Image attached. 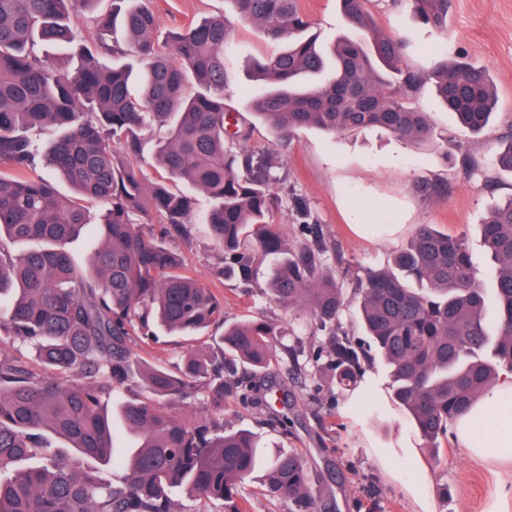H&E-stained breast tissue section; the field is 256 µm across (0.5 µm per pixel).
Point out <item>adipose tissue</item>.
I'll list each match as a JSON object with an SVG mask.
<instances>
[{
	"mask_svg": "<svg viewBox=\"0 0 512 512\" xmlns=\"http://www.w3.org/2000/svg\"><path fill=\"white\" fill-rule=\"evenodd\" d=\"M455 440L481 461L512 472V375L498 383L457 419Z\"/></svg>",
	"mask_w": 512,
	"mask_h": 512,
	"instance_id": "1",
	"label": "adipose tissue"
}]
</instances>
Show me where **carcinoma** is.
I'll list each match as a JSON object with an SVG mask.
<instances>
[{"mask_svg": "<svg viewBox=\"0 0 512 512\" xmlns=\"http://www.w3.org/2000/svg\"><path fill=\"white\" fill-rule=\"evenodd\" d=\"M238 17L267 37L287 40L277 56L254 64L260 89L249 107L265 122L274 145L294 130L331 134L379 129L414 146L437 138L426 112L406 103L433 82L448 111L473 134L489 125L498 101L490 73L434 50L427 72L402 67L404 44L372 29L368 0H340L351 27L366 29L371 45L333 41L331 76L306 85L328 60L299 0H231ZM0 0V333L34 349L57 372L40 375L26 363L0 359V512H178L173 495L219 502L244 512L238 495L264 471L270 498L293 512H324L310 489L307 461L279 449L260 461L256 438L226 430L206 416L193 425L171 415L165 401L198 396L202 407L224 409L231 399L256 401L258 374L279 362L280 331L273 320L225 324L224 304L167 244L190 238L203 224L222 252L217 274L239 286L259 284L266 258L275 259L264 292L290 310H305L321 327L336 325L348 305L343 284L329 273L326 245L307 202L291 200L300 235L284 238L274 222L282 199L272 192L270 167L255 162L249 135L227 129L224 49L231 25L207 18L159 40L152 0ZM425 20L448 27V0H414ZM92 14L88 43L74 17ZM137 62L107 65L125 55L113 38L115 13ZM77 47L76 57L52 58L39 44ZM180 58L185 69L174 66ZM384 64V80L373 60ZM145 63L140 78L135 64ZM190 72L197 89L186 92ZM165 129L154 149L163 175L150 181L140 165L143 128ZM40 129L48 144L35 138ZM52 167L73 186L62 196L37 174ZM211 201L202 216L195 194ZM97 201L101 244L84 271L68 244L89 224L85 203ZM481 240L497 266L493 295L476 278L466 240L420 224L393 268L368 273L356 303L360 324L390 370L396 402L434 448L448 426L512 373V197L494 204ZM38 241L22 256L9 245ZM497 318L487 321L489 308ZM157 325L195 333L224 327L214 347L187 352L179 371L133 362L131 342ZM310 362L341 389L362 367L356 349L336 334L310 352ZM136 383L150 397L120 409L138 439L114 484L50 454L46 436L67 440L86 457L108 462L112 422L102 403L119 385ZM38 456L41 464L19 466Z\"/></svg>", "mask_w": 512, "mask_h": 512, "instance_id": "cac0c4a2", "label": "carcinoma"}]
</instances>
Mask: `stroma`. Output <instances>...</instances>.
<instances>
[{
  "label": "stroma",
  "instance_id": "35a3bbf8",
  "mask_svg": "<svg viewBox=\"0 0 512 512\" xmlns=\"http://www.w3.org/2000/svg\"><path fill=\"white\" fill-rule=\"evenodd\" d=\"M154 7L162 35L211 16L230 18L224 99L239 126L248 128L252 150L272 164L273 189L285 202L274 222L284 236L299 229L291 199L305 198L324 229L327 266L335 275L363 278L390 267L394 252L409 243L417 225L433 224L465 238L478 279L493 289L496 266L482 247L479 226L493 204L512 196V173L495 170L496 185L490 189L483 173L465 174L459 157L466 150L492 167L502 140L512 134V0H451L443 32L417 16L412 0H370L375 26L399 33L405 41L408 68L426 70L431 47L442 44L449 56L487 68L497 86L492 122L475 135L461 128L433 86L424 84L410 104L428 113L447 139L422 149L385 132L333 135L316 128L298 130L288 148H273L271 131L249 111L252 62L281 52L285 42L269 40L256 25L236 19L231 0H154ZM301 7L322 51H329L340 36L365 41L363 32L346 24L337 0H301ZM421 180L447 185V195L417 194L414 185ZM170 246L223 301L227 322L274 319L282 330L281 343L302 350L324 341V332L307 312L282 308L261 290L246 292L235 283L215 280L212 271L220 251L205 228H197L192 240L176 239ZM202 342L199 336L160 331L150 340L134 341L133 357L171 370ZM366 372L378 380L382 398L363 401L354 414L344 410L346 394L331 380L310 375L300 382L286 367H278L277 382L287 398L269 397L264 407L225 401L224 426L252 431L262 447L300 452L308 462L311 491L328 503L329 512H486L498 493L496 470L472 459L455 439L432 448L395 403L383 362L374 361ZM278 412L288 414L287 426L269 423L270 414ZM51 444L62 461H81L84 468L117 483L123 476L120 462L133 440L122 426H114L115 462L110 466L79 460L62 439ZM418 470L429 475L419 486L414 483Z\"/></svg>",
  "mask_w": 512,
  "mask_h": 512
}]
</instances>
